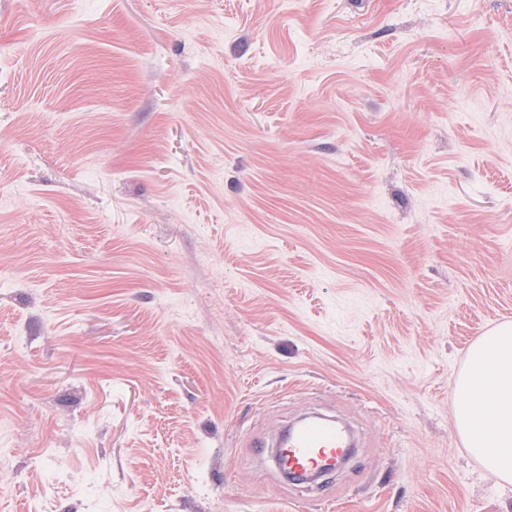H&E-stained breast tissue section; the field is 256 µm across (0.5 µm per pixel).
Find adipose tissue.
Masks as SVG:
<instances>
[{"instance_id": "1", "label": "adipose tissue", "mask_w": 512, "mask_h": 512, "mask_svg": "<svg viewBox=\"0 0 512 512\" xmlns=\"http://www.w3.org/2000/svg\"><path fill=\"white\" fill-rule=\"evenodd\" d=\"M457 427L485 468L512 482V325L485 333L473 345L457 380Z\"/></svg>"}]
</instances>
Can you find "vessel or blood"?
Wrapping results in <instances>:
<instances>
[{
    "label": "vessel or blood",
    "mask_w": 512,
    "mask_h": 512,
    "mask_svg": "<svg viewBox=\"0 0 512 512\" xmlns=\"http://www.w3.org/2000/svg\"><path fill=\"white\" fill-rule=\"evenodd\" d=\"M353 454L346 431L334 420L312 416L293 425L290 436L280 437L270 458L280 479L303 478L304 485L324 494L328 475L344 467Z\"/></svg>",
    "instance_id": "obj_1"
}]
</instances>
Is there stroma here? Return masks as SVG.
<instances>
[{"label": "stroma", "instance_id": "stroma-1", "mask_svg": "<svg viewBox=\"0 0 512 512\" xmlns=\"http://www.w3.org/2000/svg\"><path fill=\"white\" fill-rule=\"evenodd\" d=\"M507 322L512 0H0V512H512ZM319 408L326 501L252 448ZM457 427L485 468L512 482V325H500L473 345L457 380Z\"/></svg>", "mask_w": 512, "mask_h": 512}]
</instances>
